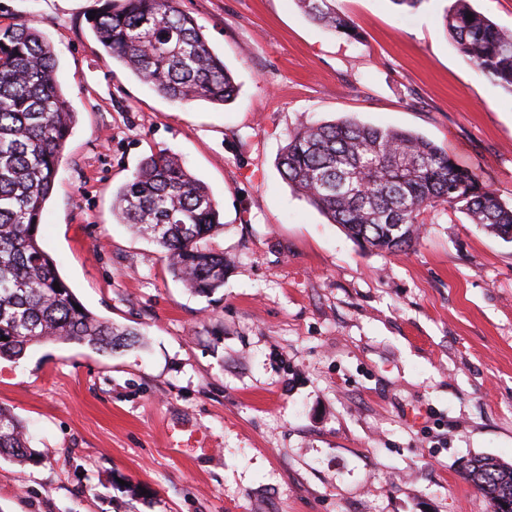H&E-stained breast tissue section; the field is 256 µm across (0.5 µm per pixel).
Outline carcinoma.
<instances>
[{
    "instance_id": "1",
    "label": "carcinoma",
    "mask_w": 512,
    "mask_h": 512,
    "mask_svg": "<svg viewBox=\"0 0 512 512\" xmlns=\"http://www.w3.org/2000/svg\"><path fill=\"white\" fill-rule=\"evenodd\" d=\"M296 2L310 21L356 36L335 0ZM89 24L108 58L172 101L225 105L237 95L232 72L176 0H103ZM444 25L479 73L512 94V32L470 0H452ZM56 70V55L36 27L0 26V357L19 359L50 340L114 352L140 336L75 309L80 301L40 245L42 212L76 124ZM277 166L296 193L370 251L412 249L425 212L440 205L512 242V206L446 149L411 131L353 117L301 124ZM112 212L158 245L188 289L211 294L224 287V253L203 246L224 230L218 204L178 158L161 151L143 160L113 193ZM1 456L20 463L42 458L29 447L22 420L2 408ZM467 474L493 512H512L511 463L482 457L472 460Z\"/></svg>"
}]
</instances>
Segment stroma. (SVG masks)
Listing matches in <instances>:
<instances>
[{
    "label": "stroma",
    "instance_id": "stroma-1",
    "mask_svg": "<svg viewBox=\"0 0 512 512\" xmlns=\"http://www.w3.org/2000/svg\"><path fill=\"white\" fill-rule=\"evenodd\" d=\"M234 102L172 103L109 59L99 0H0L52 44L77 123L41 241L79 301L143 342L0 358V407L37 463L0 458V512H492L467 460L512 463V242L428 213L408 253L362 249L277 169L305 121L420 134L512 204V95L448 35L449 0H179ZM161 150L210 189L231 265L205 297L118 223L112 194ZM301 12L312 22L329 31L355 37V29L350 20L336 11L335 0H296Z\"/></svg>",
    "mask_w": 512,
    "mask_h": 512
}]
</instances>
